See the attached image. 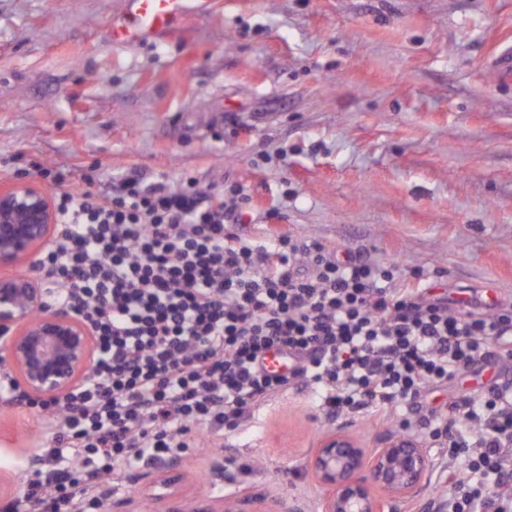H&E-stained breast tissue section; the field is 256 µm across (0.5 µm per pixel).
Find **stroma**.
<instances>
[{
  "instance_id": "1",
  "label": "stroma",
  "mask_w": 512,
  "mask_h": 512,
  "mask_svg": "<svg viewBox=\"0 0 512 512\" xmlns=\"http://www.w3.org/2000/svg\"><path fill=\"white\" fill-rule=\"evenodd\" d=\"M171 33L113 44L125 0H0V160L102 183L133 168L243 189L271 230L424 274L464 310L512 308V0H191ZM297 386L239 431L180 452L185 496L279 497L319 512L307 459L327 433L374 451L391 421L314 416ZM45 429L0 415V478ZM225 463L215 476L216 459ZM153 466L106 501L135 512Z\"/></svg>"
}]
</instances>
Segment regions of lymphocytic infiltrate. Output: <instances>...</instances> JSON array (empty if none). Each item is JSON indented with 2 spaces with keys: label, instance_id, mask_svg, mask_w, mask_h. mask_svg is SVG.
I'll return each instance as SVG.
<instances>
[{
  "label": "lymphocytic infiltrate",
  "instance_id": "lymphocytic-infiltrate-1",
  "mask_svg": "<svg viewBox=\"0 0 512 512\" xmlns=\"http://www.w3.org/2000/svg\"><path fill=\"white\" fill-rule=\"evenodd\" d=\"M132 169L105 190L59 194L43 253L51 301L93 328L85 379L27 397L50 431L35 478L0 512H96L101 484L211 434L304 382L331 418L394 419L441 452L445 495L421 512H512V311L460 312L352 251L239 232L240 190ZM278 350L284 372L269 370ZM476 392L429 393L487 366Z\"/></svg>",
  "mask_w": 512,
  "mask_h": 512
}]
</instances>
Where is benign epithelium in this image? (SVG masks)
I'll use <instances>...</instances> for the list:
<instances>
[{"label": "benign epithelium", "instance_id": "1", "mask_svg": "<svg viewBox=\"0 0 512 512\" xmlns=\"http://www.w3.org/2000/svg\"><path fill=\"white\" fill-rule=\"evenodd\" d=\"M57 215L52 193L30 179L0 183V373L31 395L56 396L86 376L95 361L91 328L67 305L49 303L45 281L25 268L54 241ZM309 469L326 495L321 512H384L385 500L408 499L423 486L428 470L421 444L392 437L367 455L353 434L319 440ZM160 491L146 500L152 512L183 475L178 458L158 464ZM252 512H298L279 498L252 496ZM242 500L227 497L216 510L204 497L169 512H244Z\"/></svg>", "mask_w": 512, "mask_h": 512}]
</instances>
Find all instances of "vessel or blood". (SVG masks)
Wrapping results in <instances>:
<instances>
[{"instance_id": "vessel-or-blood-1", "label": "vessel or blood", "mask_w": 512, "mask_h": 512, "mask_svg": "<svg viewBox=\"0 0 512 512\" xmlns=\"http://www.w3.org/2000/svg\"><path fill=\"white\" fill-rule=\"evenodd\" d=\"M187 0H125L126 13L112 23V40L128 44L176 28Z\"/></svg>"}]
</instances>
